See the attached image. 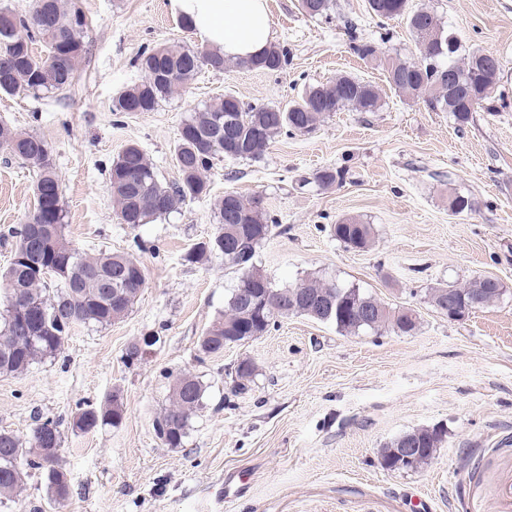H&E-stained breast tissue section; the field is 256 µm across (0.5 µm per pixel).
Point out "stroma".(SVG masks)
<instances>
[{
    "instance_id": "obj_1",
    "label": "stroma",
    "mask_w": 512,
    "mask_h": 512,
    "mask_svg": "<svg viewBox=\"0 0 512 512\" xmlns=\"http://www.w3.org/2000/svg\"><path fill=\"white\" fill-rule=\"evenodd\" d=\"M434 10L458 41L502 63L504 99L471 121L400 96L375 62L355 53L345 20L380 54L413 58L402 19L378 25L367 0H337L330 19L302 14L297 0H266L280 71L229 65L202 70L151 112L113 111L115 97L142 82L143 49L179 42L199 48L169 0H81L95 24L77 81L64 95L0 93V123L47 143L61 180L65 235L79 251L128 253L146 282L128 314L106 327H76L62 352L22 375L0 374V430L29 437L38 420L60 419V459L72 487L66 507L50 504L45 476L30 471L18 501L0 512H512V0H411ZM376 85L377 112L331 114L307 134L278 137L261 161L217 160L209 196L145 225L121 223L108 187L118 154L138 145L159 178L178 176L173 147L194 109L232 92L249 105L287 106L304 87L338 74ZM343 170L324 190L322 168ZM36 170L0 149V270L12 257L3 236L34 203ZM261 196L277 226L256 262L281 288L309 274L336 279L386 302L414 308L408 335H344L306 316L277 318L264 335L206 356L199 341L223 313L239 273L212 255L184 254L216 231L213 202L224 192ZM475 201L454 215L448 195ZM373 225L366 251L346 248L332 224ZM504 288L462 321L428 301L434 288L474 277ZM155 337L128 363L132 342ZM256 375L232 387L242 360ZM206 387L204 408L182 447L156 433L177 375ZM120 391V424L84 433L76 413ZM441 426L432 462L384 469L383 448L415 428Z\"/></svg>"
}]
</instances>
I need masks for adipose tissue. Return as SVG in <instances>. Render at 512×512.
<instances>
[{
  "mask_svg": "<svg viewBox=\"0 0 512 512\" xmlns=\"http://www.w3.org/2000/svg\"><path fill=\"white\" fill-rule=\"evenodd\" d=\"M200 43L226 61L249 59L272 43V25L264 0H170Z\"/></svg>",
  "mask_w": 512,
  "mask_h": 512,
  "instance_id": "1",
  "label": "adipose tissue"
}]
</instances>
